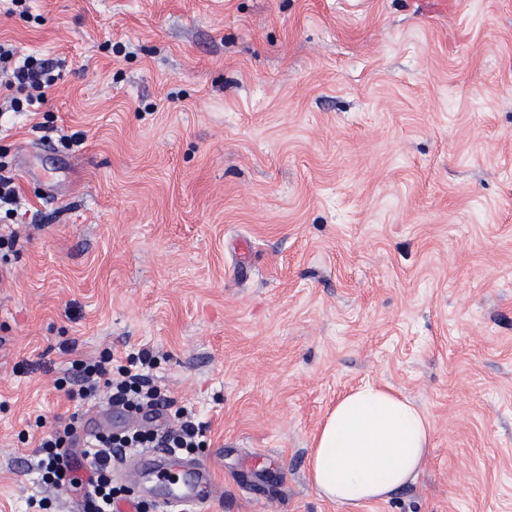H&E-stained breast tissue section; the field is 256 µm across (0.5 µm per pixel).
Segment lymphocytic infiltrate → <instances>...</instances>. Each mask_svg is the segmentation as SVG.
I'll return each mask as SVG.
<instances>
[{
  "instance_id": "f902f5d3",
  "label": "lymphocytic infiltrate",
  "mask_w": 512,
  "mask_h": 512,
  "mask_svg": "<svg viewBox=\"0 0 512 512\" xmlns=\"http://www.w3.org/2000/svg\"><path fill=\"white\" fill-rule=\"evenodd\" d=\"M11 44L0 43V84L11 91L9 107L15 112H26L46 105L49 94L61 79L59 66L45 59L30 55L23 62H16ZM153 364L150 350L144 349L129 355L119 379L107 378L103 361H77L73 383L81 401L94 397L98 389H106L109 402L125 409L151 417H164L163 428L135 427L115 434L111 431L98 433L94 439H84L78 419L54 426L48 437L40 442L41 454L34 467L44 483L75 490H88L89 512H113L114 504L126 497L123 488L112 484V463L122 459L131 448H174L188 453L200 447L204 427L186 416L176 420L167 417L170 400L149 373ZM79 449L88 460L90 474L81 478L76 467L60 471L57 457L60 449Z\"/></svg>"
}]
</instances>
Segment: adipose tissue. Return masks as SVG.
Segmentation results:
<instances>
[{
	"mask_svg": "<svg viewBox=\"0 0 512 512\" xmlns=\"http://www.w3.org/2000/svg\"><path fill=\"white\" fill-rule=\"evenodd\" d=\"M430 448L426 414L391 387L366 384L326 416L308 476L319 496L341 506L385 501L417 478Z\"/></svg>",
	"mask_w": 512,
	"mask_h": 512,
	"instance_id": "adipose-tissue-1",
	"label": "adipose tissue"
}]
</instances>
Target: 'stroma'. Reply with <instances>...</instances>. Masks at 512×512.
Listing matches in <instances>:
<instances>
[{"label":"stroma","mask_w":512,"mask_h":512,"mask_svg":"<svg viewBox=\"0 0 512 512\" xmlns=\"http://www.w3.org/2000/svg\"><path fill=\"white\" fill-rule=\"evenodd\" d=\"M7 7L17 59L64 66L0 110V512H83L28 463L72 363L143 348L206 425L198 512H512V0ZM367 382L430 454L341 507L307 459Z\"/></svg>","instance_id":"obj_1"}]
</instances>
